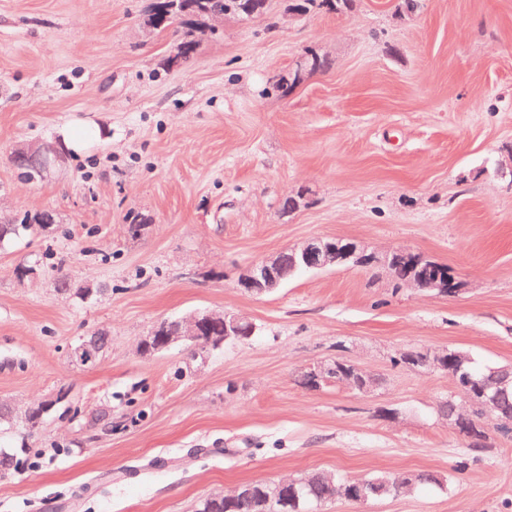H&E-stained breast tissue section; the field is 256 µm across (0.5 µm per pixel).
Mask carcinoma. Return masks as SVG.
<instances>
[{"mask_svg":"<svg viewBox=\"0 0 512 512\" xmlns=\"http://www.w3.org/2000/svg\"><path fill=\"white\" fill-rule=\"evenodd\" d=\"M174 8L165 19L155 18V29L165 30L173 25L181 28L176 42L186 47L180 61L186 62L197 52L199 44L188 40L189 31L184 21L186 10L190 9L194 0H171ZM208 9L214 13H222L226 18L242 16H259L266 12L269 0H205ZM351 0H288V7L303 15L317 9L341 13L348 10ZM53 215L46 212L26 214L18 224H0V244L19 236L33 224H51ZM391 278L400 285L412 284L415 288L434 290L431 276L436 273L445 274L448 266L434 263V268L426 274L415 270L413 260H402L387 267ZM445 371L451 375L457 385L465 391L474 405V410L460 418L461 408L453 400L442 406V412L448 420L459 422L457 430L464 436L479 440L485 437L483 425L491 419L512 417V385L504 388L501 385L504 376L512 377V370L479 371L474 368L469 358L448 364ZM17 415L13 408L0 405V425L5 423L3 436L10 439L16 435ZM28 451L26 443L20 448L9 452L0 450V474L7 475L21 469V460ZM363 484L364 494L359 499L365 501L410 492L422 484H437L439 478L430 474L378 475L359 480ZM352 482L329 473H311L298 479V483L288 489L278 488V482H249L242 485V491L229 497L212 496L205 499L199 512H309L312 505H318L336 498L351 499L349 488Z\"/></svg>","mask_w":512,"mask_h":512,"instance_id":"obj_1","label":"carcinoma"}]
</instances>
